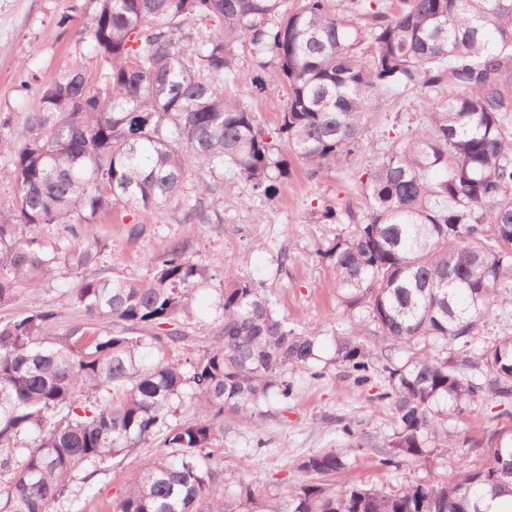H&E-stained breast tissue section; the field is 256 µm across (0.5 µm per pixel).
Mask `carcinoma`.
<instances>
[{
  "label": "carcinoma",
  "mask_w": 512,
  "mask_h": 512,
  "mask_svg": "<svg viewBox=\"0 0 512 512\" xmlns=\"http://www.w3.org/2000/svg\"><path fill=\"white\" fill-rule=\"evenodd\" d=\"M108 64L91 83L82 59L34 77L37 108L0 117V161L14 187L0 217V307L72 280L82 312L61 336L55 312L0 318V512H62L107 463L143 462L113 512H497L512 502V413L486 428L448 427L488 400L512 403V336L477 344L479 326L512 316V0H98L84 28ZM251 85L282 90L269 133L236 98L235 46ZM421 95L425 127L362 185V212L327 204L348 225L320 251L349 317L363 309L380 354L352 330L336 361L363 387L377 376L393 414L378 443L365 420L343 433L384 468L428 462L448 475L387 491L336 486L346 456L299 458L308 480L270 498L216 464L229 421H253L314 377L321 331L280 315L269 292L227 271L216 335L193 356L180 329L206 274L170 245L141 280L100 277L92 228L104 213L172 206L206 224V179L236 173L272 196L287 156L316 182L355 154L383 91ZM288 148L283 153L274 139ZM195 194L184 193L190 175ZM59 224L65 243L21 235ZM192 410L188 420L181 408ZM237 53L239 60L236 69V81L239 87L245 89L248 84H251V80L255 74V70L252 66L253 57L248 45L245 44L238 46Z\"/></svg>",
  "instance_id": "1"
}]
</instances>
